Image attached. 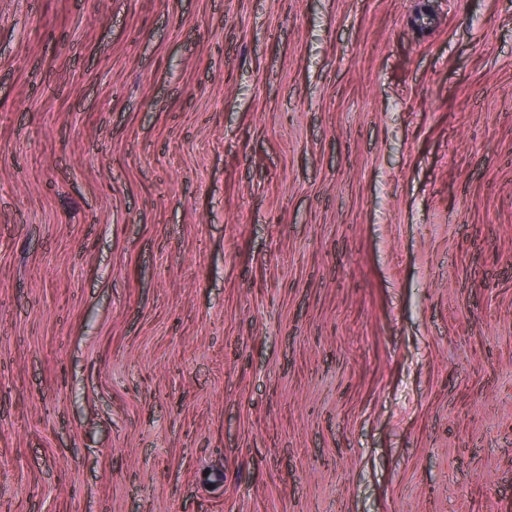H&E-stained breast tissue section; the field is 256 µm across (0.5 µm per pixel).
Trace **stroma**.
Returning <instances> with one entry per match:
<instances>
[{"label": "stroma", "mask_w": 512, "mask_h": 512, "mask_svg": "<svg viewBox=\"0 0 512 512\" xmlns=\"http://www.w3.org/2000/svg\"><path fill=\"white\" fill-rule=\"evenodd\" d=\"M0 512H512V0H0Z\"/></svg>", "instance_id": "35a3bbf8"}]
</instances>
